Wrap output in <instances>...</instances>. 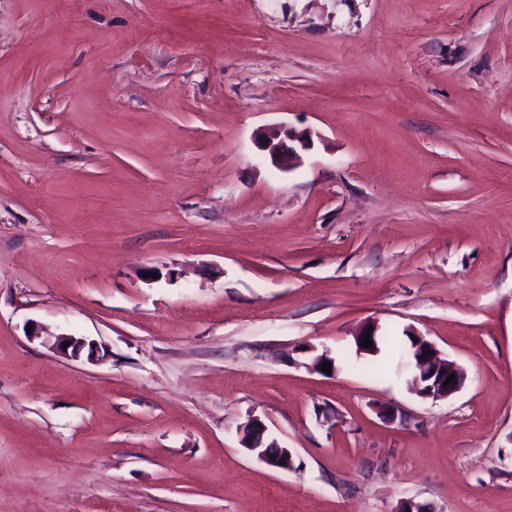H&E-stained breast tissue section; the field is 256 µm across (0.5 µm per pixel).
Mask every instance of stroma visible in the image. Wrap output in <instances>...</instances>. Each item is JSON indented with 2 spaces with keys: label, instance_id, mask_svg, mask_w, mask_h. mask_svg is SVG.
I'll list each match as a JSON object with an SVG mask.
<instances>
[{
  "label": "stroma",
  "instance_id": "35a3bbf8",
  "mask_svg": "<svg viewBox=\"0 0 512 512\" xmlns=\"http://www.w3.org/2000/svg\"><path fill=\"white\" fill-rule=\"evenodd\" d=\"M372 321L461 390L365 372ZM408 499L512 512V0H0V512ZM255 144L264 161L277 169L289 171L302 163L303 154L311 149L312 138L308 132L279 126L274 131L258 133ZM408 333L416 341L415 346L407 356L413 368L412 384L417 395L421 398L437 400L448 398L457 393L464 384L465 374L463 370L448 363V361L440 360L435 345L415 329L411 328ZM423 354H427V357H423ZM421 374L429 375V377H435L439 374V377L435 384H430L428 389L422 390ZM452 374H455V380L445 385L446 379ZM248 426L241 440L244 448H264L259 453L263 462L277 470L291 471L293 453L280 446L276 438L269 437L268 428L260 419L253 418Z\"/></svg>",
  "mask_w": 512,
  "mask_h": 512
}]
</instances>
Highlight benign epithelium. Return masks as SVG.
Here are the masks:
<instances>
[{"label":"benign epithelium","mask_w":512,"mask_h":512,"mask_svg":"<svg viewBox=\"0 0 512 512\" xmlns=\"http://www.w3.org/2000/svg\"><path fill=\"white\" fill-rule=\"evenodd\" d=\"M255 144L264 161L277 169L289 171L299 166L303 154L311 149L312 138L308 132H300L291 127L280 126L271 132H260ZM416 341L408 353L413 368L412 384L417 395L425 399H444L457 393L463 386L465 374L459 367L439 359L437 348L416 330L409 331ZM55 346L60 349H71V356L77 357L84 348H89V357L97 354L94 344H86L82 338L61 335L56 338ZM455 380L446 382L450 375ZM267 426L258 418L249 423V429L242 437L244 447L251 450L260 449V459L267 465L282 471L291 470L293 453L269 437Z\"/></svg>","instance_id":"obj_1"}]
</instances>
